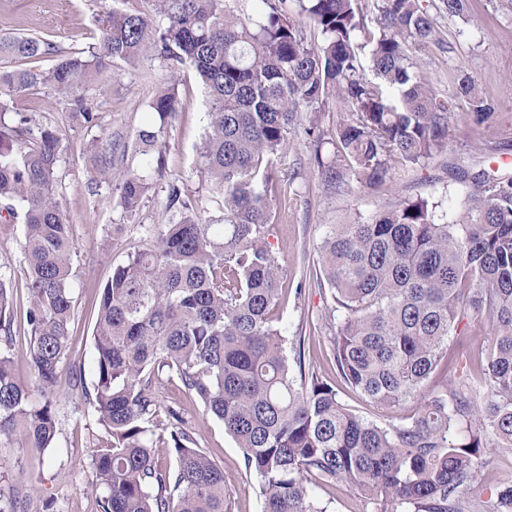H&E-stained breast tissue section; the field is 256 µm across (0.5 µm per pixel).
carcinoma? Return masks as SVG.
I'll return each mask as SVG.
<instances>
[{
  "label": "carcinoma",
  "mask_w": 512,
  "mask_h": 512,
  "mask_svg": "<svg viewBox=\"0 0 512 512\" xmlns=\"http://www.w3.org/2000/svg\"><path fill=\"white\" fill-rule=\"evenodd\" d=\"M157 17L112 12L88 53L45 37L0 36V56L55 58L47 70L0 72V95L44 86L67 99L82 127L98 124L83 92L108 61L153 52L173 71L188 64L209 99L200 158L222 195V223L201 215L200 199L174 179L164 187V224L142 226L140 244L112 266L95 325L97 382L89 400L112 444L91 456L101 512H227L224 472L181 428L159 416L157 392L175 374L184 391L224 424L259 480L263 512H329L315 489L343 483L364 512H465L482 438L512 451V173L460 170V219L439 203L407 198L370 220L327 224L319 245L332 297L325 321L344 384L382 410L370 420L306 368L305 337L289 342L281 320L289 286L270 242V202L281 195L292 130L307 120L313 165L323 184L381 186L396 167L414 168L448 144L454 102L415 70L410 50L437 41L424 0H379L373 31L354 0H297V14L320 32L306 44L288 0H259L242 17L227 0H155ZM469 0H440L450 17ZM370 44L368 64L358 35ZM370 68L374 79L365 77ZM331 98L348 109L329 137L316 113ZM456 98L473 121L498 106L472 76L456 78ZM179 105L175 82L148 103L150 117L112 171V141L88 144L90 173L115 187L124 217L139 213L165 169L168 128ZM62 134L33 128L28 112L0 103V219L23 226L29 307L25 357L40 389L18 384L13 365L12 288L0 277V445L22 435L48 448L74 314L75 252L58 200ZM486 326L474 388L467 369L456 388H423L466 315ZM294 356H288L287 346ZM417 403L410 416L397 412ZM175 458L157 464L160 449ZM485 512H512V483L489 488Z\"/></svg>",
  "instance_id": "obj_1"
}]
</instances>
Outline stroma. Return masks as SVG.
<instances>
[{"label": "stroma", "instance_id": "35a3bbf8", "mask_svg": "<svg viewBox=\"0 0 512 512\" xmlns=\"http://www.w3.org/2000/svg\"><path fill=\"white\" fill-rule=\"evenodd\" d=\"M153 0H0V36L8 33L40 35L68 51H84L113 11L153 13ZM439 40L416 54L418 69L435 92L453 97L459 72L474 77L481 93L498 103L499 110L486 125L470 121L464 101H458L448 120V145L422 171H397L387 185L373 189H326L314 171V151L304 131H296V149L280 178L284 191L272 202L275 233L283 248L279 261L289 285L308 276L319 262L318 243L323 225L350 224L368 219L377 210L405 197L423 196L448 201L458 188L455 174L469 168L512 172V0H470L467 16L451 18L435 13ZM176 79L180 105L170 128L163 181L179 179L190 191L208 200L212 215H219L210 186L202 173L199 148L205 133L208 96L191 67L170 74L163 59L147 55L135 63L121 60L102 71L86 89L88 103L98 112L92 128L73 124L68 103L39 86L1 102L9 111L31 113L36 125L58 128L63 155L58 169V194L73 228L75 253L72 286L75 305L73 337L63 363V381L56 396L57 434L52 447L30 448L23 443L0 446V477L6 484L34 488V512H100L101 491L90 466V456L107 446L110 436L98 424L85 394L97 381L93 333L100 293L112 275L113 264L137 245L142 227L167 221L163 195L149 197L136 218L123 220L113 207L110 184L93 183L85 163V149L96 137L112 140V159L120 161L130 142L147 120V104L168 80ZM125 224L122 235L112 233ZM0 276L14 288V374L17 382L32 386L33 376L23 355L27 343L28 307L25 288L23 228L0 223ZM331 303L325 287H312L301 296H289L283 324L289 336L311 326L305 362L323 379L341 387L346 405L370 419L380 413L359 393L342 388L332 361L329 332L322 316ZM162 406L177 410L184 429L198 448L223 471L229 490L228 512H260L258 480L245 468L243 451L225 433L223 424L192 399L179 381H171L159 395ZM477 481L469 492L476 507L488 497V486L512 475V452L486 448Z\"/></svg>", "mask_w": 512, "mask_h": 512}]
</instances>
